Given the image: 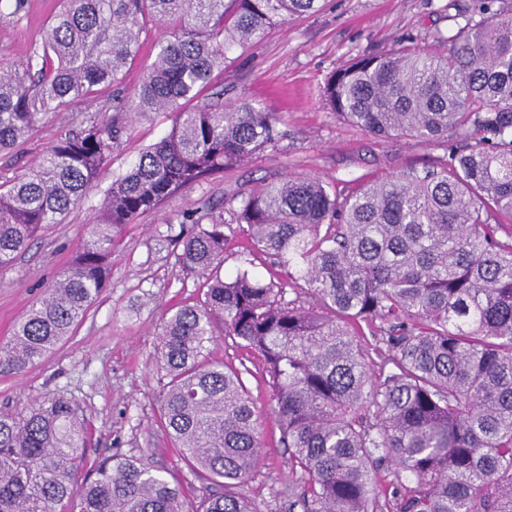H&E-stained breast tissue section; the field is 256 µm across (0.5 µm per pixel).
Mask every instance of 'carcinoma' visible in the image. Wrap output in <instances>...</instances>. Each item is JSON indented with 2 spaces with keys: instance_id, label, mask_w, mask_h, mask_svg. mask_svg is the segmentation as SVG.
<instances>
[{
  "instance_id": "1",
  "label": "carcinoma",
  "mask_w": 512,
  "mask_h": 512,
  "mask_svg": "<svg viewBox=\"0 0 512 512\" xmlns=\"http://www.w3.org/2000/svg\"><path fill=\"white\" fill-rule=\"evenodd\" d=\"M41 50L0 68V153L48 115L113 87L112 117L85 118L0 183V268L83 200L132 117L170 132L112 180L89 238L0 345V367L35 364L83 320L112 272L115 237L181 189L276 141L278 118L243 99L196 100L272 25L322 0H62ZM455 4L438 48L351 59L323 90L330 109L382 138L470 141L442 166L403 171L345 197L308 175L243 197L246 252L284 270L217 275L224 223L175 235L200 305L170 308L159 342L162 425L204 485L198 499L144 458L107 457L82 476L80 403L42 396L0 411V512H256L236 492L261 447L242 371L208 360L216 335L262 356L304 512H512V7ZM163 26L150 68L121 94L142 33ZM295 298L287 300V291ZM391 368L367 361L361 325ZM384 469L392 480L380 484Z\"/></svg>"
}]
</instances>
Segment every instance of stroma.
<instances>
[{
	"label": "stroma",
	"mask_w": 512,
	"mask_h": 512,
	"mask_svg": "<svg viewBox=\"0 0 512 512\" xmlns=\"http://www.w3.org/2000/svg\"><path fill=\"white\" fill-rule=\"evenodd\" d=\"M453 2L325 0L321 11L276 24L248 48L228 52L223 71L201 94L200 103L228 109L245 98L277 113L278 142L242 167L182 189L159 211L129 225L115 242L111 279L72 336L36 364L0 372V408L18 410L48 394L75 398L92 431L86 466L113 454L144 457L189 494H201V482L160 424L158 395L164 376L156 352L167 312L176 303L204 298V280L183 271L179 250L169 242L172 232L192 214L209 212L223 221L229 243L220 273L228 276L239 267L245 243L236 221L241 199L264 183L311 175L344 196L369 180L439 168L460 138L420 144L376 137L337 116L325 104L322 90L353 56L379 54L399 43L435 48L437 34L453 26ZM59 8L58 0H26L16 17L9 0H0V65L24 62ZM101 107L97 100L49 115L14 153L0 155V182L24 172L71 130L73 115L94 116ZM171 125L165 113L131 122L87 198L0 269V342L9 339L16 320L68 267L89 235L102 190ZM207 352L213 360L248 369L245 381L260 421L261 454L240 493L257 512H303V488L291 468L290 452L280 442L261 357L221 337L208 343Z\"/></svg>",
	"instance_id": "stroma-1"
}]
</instances>
